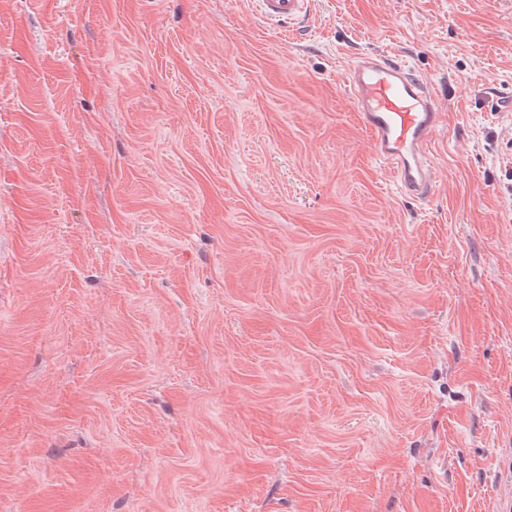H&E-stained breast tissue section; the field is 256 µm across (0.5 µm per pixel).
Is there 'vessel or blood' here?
<instances>
[{"mask_svg":"<svg viewBox=\"0 0 512 512\" xmlns=\"http://www.w3.org/2000/svg\"><path fill=\"white\" fill-rule=\"evenodd\" d=\"M260 18L280 31L299 33L313 0H254ZM352 104L367 132L372 154L394 175L405 195L430 197L438 184L430 147L442 111L428 82L388 53L356 57L345 73Z\"/></svg>","mask_w":512,"mask_h":512,"instance_id":"b4317fda","label":"vessel or blood"}]
</instances>
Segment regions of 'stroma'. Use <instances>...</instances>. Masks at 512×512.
<instances>
[{
    "instance_id": "stroma-1",
    "label": "stroma",
    "mask_w": 512,
    "mask_h": 512,
    "mask_svg": "<svg viewBox=\"0 0 512 512\" xmlns=\"http://www.w3.org/2000/svg\"><path fill=\"white\" fill-rule=\"evenodd\" d=\"M0 512H512V0H0ZM313 0H254L260 18L280 31L298 34L306 26ZM345 83L374 158L392 171L400 192L430 197L439 178L430 147L443 115L431 86L406 62L385 52L356 57Z\"/></svg>"
}]
</instances>
